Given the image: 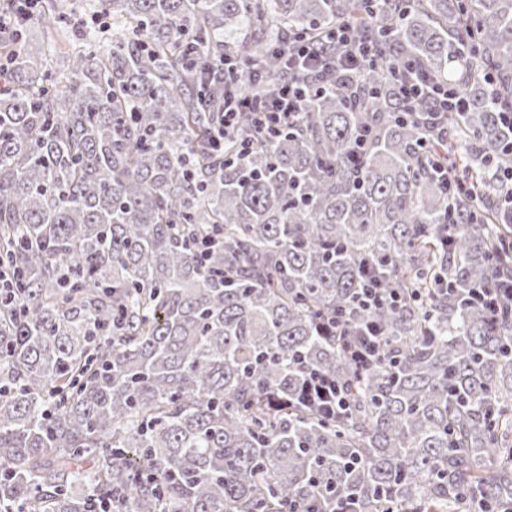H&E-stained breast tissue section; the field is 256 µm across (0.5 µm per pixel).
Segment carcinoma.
Segmentation results:
<instances>
[{
    "label": "carcinoma",
    "mask_w": 512,
    "mask_h": 512,
    "mask_svg": "<svg viewBox=\"0 0 512 512\" xmlns=\"http://www.w3.org/2000/svg\"><path fill=\"white\" fill-rule=\"evenodd\" d=\"M47 2L0 90V512H512V311L464 300L512 268V0H87L107 25L63 65L81 5ZM353 21L364 88L323 59L298 124L244 112L209 150L226 93L277 92L250 65L286 80L288 36ZM407 67L467 100L433 140L469 186ZM336 314L377 326L373 362ZM318 371L336 419L301 402Z\"/></svg>",
    "instance_id": "carcinoma-1"
}]
</instances>
